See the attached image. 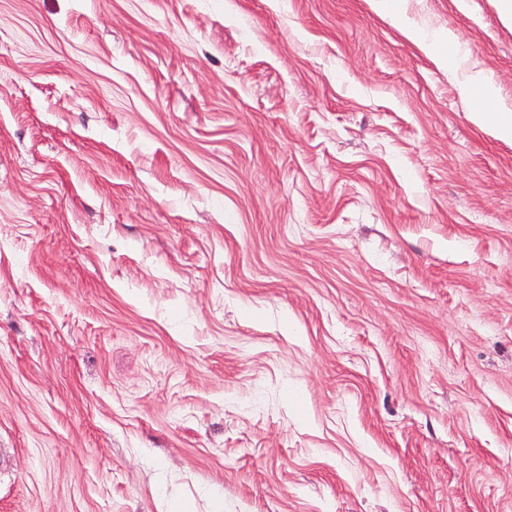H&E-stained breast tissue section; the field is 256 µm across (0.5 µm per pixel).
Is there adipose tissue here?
I'll list each match as a JSON object with an SVG mask.
<instances>
[{"mask_svg":"<svg viewBox=\"0 0 512 512\" xmlns=\"http://www.w3.org/2000/svg\"><path fill=\"white\" fill-rule=\"evenodd\" d=\"M445 49L436 53V62L463 76V82L472 102L471 115L473 121L482 127L494 129L497 136L504 142L512 143V105L500 100L496 95L493 82L482 72H463L462 66L467 57L460 49L459 37L455 32L448 31L438 38Z\"/></svg>","mask_w":512,"mask_h":512,"instance_id":"obj_1","label":"adipose tissue"}]
</instances>
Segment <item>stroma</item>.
<instances>
[{"label": "stroma", "mask_w": 512, "mask_h": 512, "mask_svg": "<svg viewBox=\"0 0 512 512\" xmlns=\"http://www.w3.org/2000/svg\"><path fill=\"white\" fill-rule=\"evenodd\" d=\"M499 0H0V512H512ZM436 44L448 45L447 52L436 53L435 60L442 67H447L451 70L454 76L459 77L463 64L466 62V54L460 50L459 36L451 30L445 32L443 35L437 37ZM472 102L473 121L482 127L494 129L504 142L512 143V107L497 98L493 82L481 71H470L463 77Z\"/></svg>", "instance_id": "obj_1"}]
</instances>
